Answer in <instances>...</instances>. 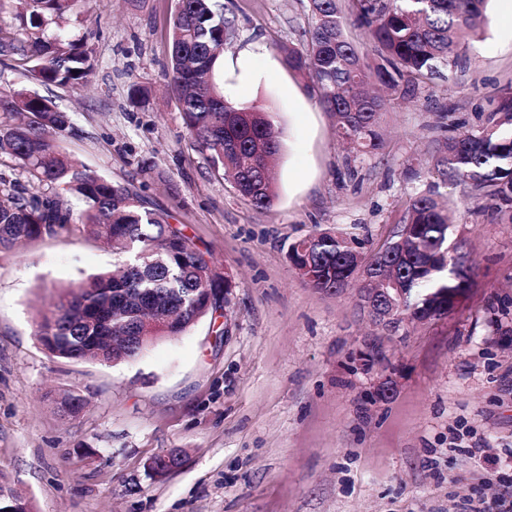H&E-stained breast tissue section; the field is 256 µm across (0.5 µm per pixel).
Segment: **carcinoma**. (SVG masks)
Returning a JSON list of instances; mask_svg holds the SVG:
<instances>
[{
  "instance_id": "1",
  "label": "carcinoma",
  "mask_w": 512,
  "mask_h": 512,
  "mask_svg": "<svg viewBox=\"0 0 512 512\" xmlns=\"http://www.w3.org/2000/svg\"><path fill=\"white\" fill-rule=\"evenodd\" d=\"M74 2L26 0L31 37L18 42L5 32L0 52L18 56L42 83L81 88L93 70L92 48L61 28ZM308 2L310 21L300 46L274 49L288 69L310 77L318 104L336 115L339 136L369 155L379 149L377 127L391 97L411 98L441 69L458 65L467 50L465 36L483 16L487 0H352V12L378 51L375 65L346 39L338 0ZM51 24L58 32L46 39L42 34ZM231 24L224 0H174L169 87L193 147L263 210L277 197L270 158L279 152V130L272 113L233 102L215 82ZM499 99L484 125L438 149L434 169L445 181L467 182L474 198L493 202L497 211L512 212V89H503ZM0 114L24 116L18 124L0 122V154L14 159L27 183L21 189L0 175V249L81 224L116 255L111 271L57 292L38 325L47 352L69 360L118 362L136 357L159 336L183 334L204 316L224 315L220 294L226 280L182 226L148 208L134 187L114 183L62 153L58 140L70 123L51 100L0 84ZM62 192L75 198L77 208L62 206L56 199ZM448 228V215L427 192L411 200L383 253L365 254L355 235L317 232L292 245L290 260L321 291L351 287L359 273L357 258L370 273L386 269L402 292L377 297V305L436 319L448 314V299L473 283L453 278ZM85 405L86 399L71 391L57 401L58 411L67 415ZM0 506L33 512L3 482Z\"/></svg>"
}]
</instances>
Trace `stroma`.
<instances>
[{
	"mask_svg": "<svg viewBox=\"0 0 512 512\" xmlns=\"http://www.w3.org/2000/svg\"><path fill=\"white\" fill-rule=\"evenodd\" d=\"M171 5L77 0L65 26L94 51L89 84H41L3 55L0 83L51 99L72 125L63 152L183 226L227 277V314L131 360L53 358L40 310L112 252L80 225L0 251V480L35 512H512V220L431 160L448 125H479L512 85V16L489 0L460 64L382 113L379 150L359 157L273 49L298 45L308 0H224V57L250 53L257 72L243 90L222 77L224 93L281 132L277 197L259 211L193 148L167 93ZM431 189L477 272L447 316L391 336L355 289L293 268L292 244L316 231L378 249ZM69 390L87 400L74 417L54 403ZM168 453L180 465L156 472Z\"/></svg>",
	"mask_w": 512,
	"mask_h": 512,
	"instance_id": "35a3bbf8",
	"label": "stroma"
}]
</instances>
